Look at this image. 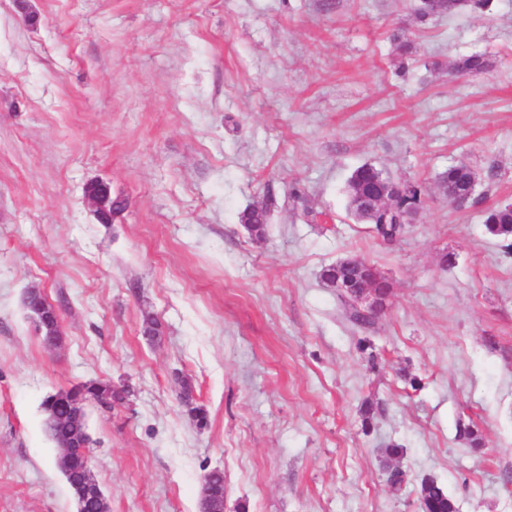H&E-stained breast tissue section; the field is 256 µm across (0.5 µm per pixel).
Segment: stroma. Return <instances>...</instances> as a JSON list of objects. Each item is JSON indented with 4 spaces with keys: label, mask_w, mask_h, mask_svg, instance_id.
I'll use <instances>...</instances> for the list:
<instances>
[{
    "label": "stroma",
    "mask_w": 512,
    "mask_h": 512,
    "mask_svg": "<svg viewBox=\"0 0 512 512\" xmlns=\"http://www.w3.org/2000/svg\"><path fill=\"white\" fill-rule=\"evenodd\" d=\"M415 4L0 0V512H76L42 402L102 381L129 391L87 406L110 512H200L216 468L224 512H421L427 476L459 512H512V254L483 224L512 202V0ZM473 53L489 73L449 74ZM460 159L462 207L437 180ZM365 164L422 187L393 243L349 213ZM94 181L126 202L112 223ZM265 204L258 238L240 215ZM347 258L392 285L366 324L321 279ZM490 0H421L415 9V16L420 22L438 15H451L457 11L470 7L473 11L488 9ZM48 307L43 309V313L41 316L37 315V319H32L31 314L33 312L30 309H26L28 313V318L32 320V322L35 324V328L38 331L39 328H41L40 336L42 338V341L45 345V343H48L50 338H60L61 335L57 334V331H60V328H56V320H55V314L57 312L54 305L50 304L48 302ZM40 325V327H39ZM56 336V337H55Z\"/></svg>",
    "instance_id": "35a3bbf8"
}]
</instances>
